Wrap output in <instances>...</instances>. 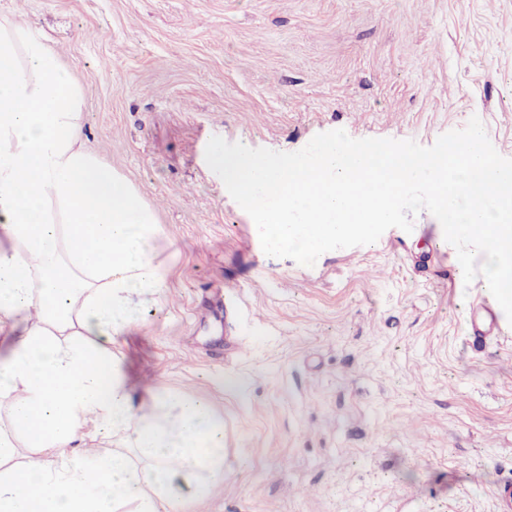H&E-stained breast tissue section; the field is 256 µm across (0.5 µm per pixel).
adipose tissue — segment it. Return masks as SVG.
<instances>
[{
  "label": "adipose tissue",
  "mask_w": 512,
  "mask_h": 512,
  "mask_svg": "<svg viewBox=\"0 0 512 512\" xmlns=\"http://www.w3.org/2000/svg\"><path fill=\"white\" fill-rule=\"evenodd\" d=\"M83 108L70 66L0 17V512H180L223 482L224 428L203 400L134 403L111 346L169 268L156 207L87 145ZM100 438L112 453L81 452Z\"/></svg>",
  "instance_id": "adipose-tissue-1"
}]
</instances>
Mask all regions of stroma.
<instances>
[{"mask_svg":"<svg viewBox=\"0 0 512 512\" xmlns=\"http://www.w3.org/2000/svg\"><path fill=\"white\" fill-rule=\"evenodd\" d=\"M84 95L90 147L159 213L164 299L115 343L135 400L208 401L224 481L182 512H501L512 323L428 211L412 232L267 256L212 136L428 147L479 117L512 158V0H0ZM495 309L474 341L470 321ZM245 342L238 353L234 342Z\"/></svg>","mask_w":512,"mask_h":512,"instance_id":"1","label":"stroma"}]
</instances>
